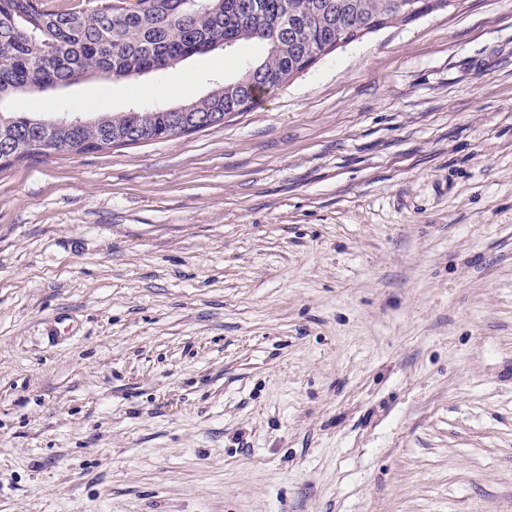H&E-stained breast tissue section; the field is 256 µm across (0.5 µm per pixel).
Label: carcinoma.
I'll return each instance as SVG.
<instances>
[{
  "instance_id": "cac0c4a2",
  "label": "carcinoma",
  "mask_w": 512,
  "mask_h": 512,
  "mask_svg": "<svg viewBox=\"0 0 512 512\" xmlns=\"http://www.w3.org/2000/svg\"><path fill=\"white\" fill-rule=\"evenodd\" d=\"M435 0H0V100L82 80L161 75L181 61L241 41L265 46L232 82L180 106L98 112L71 123L0 111V168L28 157L166 140L246 112L258 92L377 28L407 22Z\"/></svg>"
}]
</instances>
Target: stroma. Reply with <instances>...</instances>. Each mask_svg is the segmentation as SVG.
<instances>
[{"instance_id":"35a3bbf8","label":"stroma","mask_w":512,"mask_h":512,"mask_svg":"<svg viewBox=\"0 0 512 512\" xmlns=\"http://www.w3.org/2000/svg\"><path fill=\"white\" fill-rule=\"evenodd\" d=\"M263 53L0 110L176 106ZM0 512H512V0L0 170Z\"/></svg>"}]
</instances>
